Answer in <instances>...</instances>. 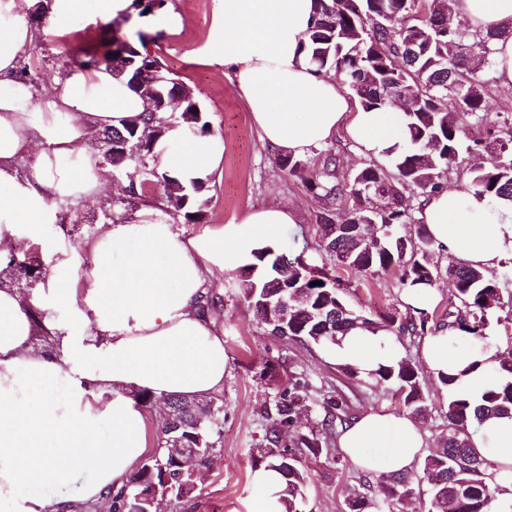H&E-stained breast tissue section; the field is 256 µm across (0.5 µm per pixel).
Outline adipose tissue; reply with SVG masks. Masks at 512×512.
Returning a JSON list of instances; mask_svg holds the SVG:
<instances>
[{
  "instance_id": "ef3b65f1",
  "label": "adipose tissue",
  "mask_w": 512,
  "mask_h": 512,
  "mask_svg": "<svg viewBox=\"0 0 512 512\" xmlns=\"http://www.w3.org/2000/svg\"><path fill=\"white\" fill-rule=\"evenodd\" d=\"M132 0H52L42 30L25 19L23 0H0V512H83L118 493L149 450L143 396L212 398L224 388V336L201 304L209 277L253 263L275 246L282 225L299 221L269 207L238 221L185 236L146 204L106 225L80 250L88 266L61 251L37 291L15 288L4 271L20 235L39 239L62 221L60 204L103 193L100 131L123 128L146 104L111 69L77 68L42 100L20 78L19 61L38 36L60 39L73 17L109 24ZM471 31L499 32L493 43L500 83L512 87V0H459ZM314 0H224V40L210 56L240 91L262 140L295 157L346 133L376 157L401 144V113L367 111L312 66L305 36ZM157 169L182 183L208 180L220 168L219 138L185 139L167 130ZM419 219L444 257L483 272L512 258V204L445 189L426 197ZM73 321L60 325L56 305ZM41 317H34V310ZM432 376L458 375L456 395L479 402L501 381L495 337L480 340L437 327L419 342ZM323 358L367 378L402 358L385 331L357 328L323 345ZM498 512H512V414L472 421ZM338 446L359 469L411 471L425 446L408 415L368 412L345 426ZM79 483L77 498L44 496ZM246 512H282L285 480L260 466L250 477Z\"/></svg>"
}]
</instances>
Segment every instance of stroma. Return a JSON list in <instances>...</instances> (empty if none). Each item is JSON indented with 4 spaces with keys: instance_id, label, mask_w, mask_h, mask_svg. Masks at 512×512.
Wrapping results in <instances>:
<instances>
[{
    "instance_id": "stroma-1",
    "label": "stroma",
    "mask_w": 512,
    "mask_h": 512,
    "mask_svg": "<svg viewBox=\"0 0 512 512\" xmlns=\"http://www.w3.org/2000/svg\"><path fill=\"white\" fill-rule=\"evenodd\" d=\"M165 13L179 16L181 28L168 30L161 21ZM162 14L121 17L106 28L94 25L87 17H75L69 22L71 33L66 40L38 39L23 58L22 71L28 83L43 95L56 78L73 70L85 53L104 54L111 49L113 39L145 32L150 37L149 51L159 56L172 77L191 90L211 124L212 135L218 136L224 146L221 169L198 195L200 219L191 222L183 213H176L173 231L191 235L207 226L239 220L252 211L291 207L299 212L300 221L281 227L278 250L286 254L301 251L309 263L330 266V258L317 245L321 202L309 194L300 179L289 177L280 168L277 153L260 139L246 102L225 77L223 66L205 58L208 49L224 39V0H167ZM328 150L336 154L342 172L348 175L368 161L356 143L340 136L304 156L307 174L320 171ZM131 176L130 169H123L116 178L107 181L99 199L71 208L65 225H43L37 243L25 236L18 238L12 246L13 253L34 256L45 266L54 260L59 245L78 252L80 243L94 235L99 225L111 222L113 214L127 212L128 207L121 199ZM301 236L306 237L308 249H300L297 239ZM334 274L353 309L372 318L404 313L403 291L396 272L369 275L338 268ZM208 295L221 307L219 323L224 330L226 369L224 388L218 396L223 404L221 442L212 464L197 479L191 497L177 504L162 505L161 512H245L251 494L253 450L267 425L265 409L290 381L307 385L310 400L307 411L284 433L289 446L294 444L298 432L315 427L322 420L324 405L331 398L346 399L356 417L370 410L393 415L406 413L402 398L392 390L345 377L323 359L318 347L269 335L243 300L236 286L235 271L216 273ZM400 346L418 366L428 405L422 428L427 447L432 450L437 448L445 430L448 393L423 367L416 340L402 339ZM306 470L308 486L301 512H345V490L358 486L361 472L342 457L340 448L331 446L328 454L310 459Z\"/></svg>"
}]
</instances>
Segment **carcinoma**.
Segmentation results:
<instances>
[{
	"mask_svg": "<svg viewBox=\"0 0 512 512\" xmlns=\"http://www.w3.org/2000/svg\"><path fill=\"white\" fill-rule=\"evenodd\" d=\"M318 18L306 37L310 62L320 72H335L345 86L358 84L353 91L366 110L391 108L389 96L392 77L405 72L404 92L410 106L404 114L403 143L388 152L383 161L372 160L352 177L338 173L336 154H325L321 172L306 176L304 163L292 156L279 158L288 175L300 179L307 191L323 204L320 222V247L334 265L369 274L391 269L401 271L400 284L408 289L416 285H433L428 254L433 243L424 225L417 238L400 233L401 227L416 223L409 208L403 205L404 193L427 195L444 187L448 174L459 164L462 153L473 155L495 149V160L486 166L469 168V191L497 204L512 201V122L503 121L486 135L465 136V120L485 123L486 97L490 82L479 76L473 65L478 58L486 71L494 69L492 40L495 33L473 34L466 24L456 20L457 0H316ZM114 56L88 53L78 62L86 69L112 63L117 76L128 79L130 86L149 102L142 124L123 130H105L104 140L127 143L128 155L112 156V171L119 172L134 163L156 169V148L166 130L183 127L186 135L210 132V122L195 111V103H185L179 119L162 108L161 97L175 90L171 76L163 72L152 94L136 82V73L150 63L148 54L132 45L114 42ZM374 185V193L351 209L344 201L355 196L356 180ZM163 195L174 209L185 211V218L200 212L188 208L204 182L194 180L190 186L165 173L153 175ZM11 265L19 274L37 278L40 272L32 257L11 255ZM308 265L304 253L287 256L266 248L255 253V263L241 269L238 288L248 306L260 308L269 298H288V320L273 314L265 321L269 333L303 344L320 346L336 341L356 326L384 330L396 338L423 336L428 323L446 325L480 339L487 327L488 314L504 308L503 287L512 281V264L507 262L497 273L459 266L448 270L450 308L440 316L435 313L414 314L406 307L403 314L382 315L377 319L360 314L346 303L338 280L324 267L312 266L306 277L298 274ZM323 282L314 286L312 282ZM507 378L488 391L476 406L466 399L448 394L444 413L446 435L441 448L426 456L420 467L410 472L377 477L359 488L346 490V512H394V505L414 494L420 483L427 482L431 494V512H488L495 490L486 482L488 463L470 444L468 424L473 418L512 412V361L504 364ZM370 380L404 399L417 419L428 413L418 370L405 359L395 366H382ZM306 387L294 384L280 393L273 408L266 411L270 424L254 455L257 466L266 465L280 471L286 487L281 497L284 512H300L308 481L301 457L283 446L282 430L293 425L306 409ZM208 413L199 419L180 421L178 435L184 446L195 453V465H208L220 433L221 405L205 401ZM350 416L347 400L327 402L321 427L302 432L296 445L315 458L332 444L334 420ZM172 424L166 418L159 424L158 451L146 460L116 500L120 512H157L159 502H150L138 494L150 485L158 493L180 500L190 495L195 480L182 473L168 458L167 448Z\"/></svg>",
	"mask_w": 512,
	"mask_h": 512,
	"instance_id": "obj_1",
	"label": "carcinoma"
}]
</instances>
